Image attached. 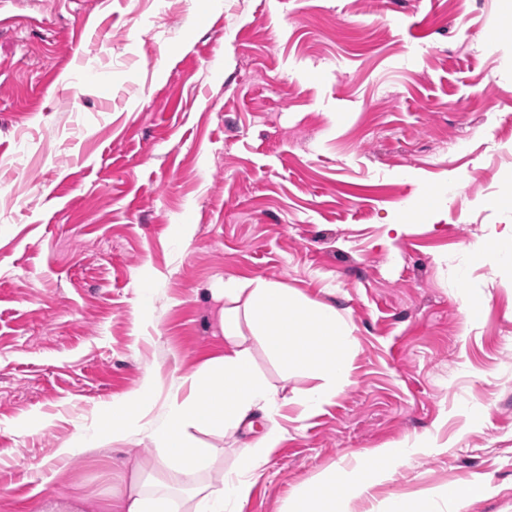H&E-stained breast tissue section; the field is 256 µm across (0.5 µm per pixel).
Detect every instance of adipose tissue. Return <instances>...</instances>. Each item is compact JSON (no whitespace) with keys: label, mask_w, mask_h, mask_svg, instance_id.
<instances>
[{"label":"adipose tissue","mask_w":512,"mask_h":512,"mask_svg":"<svg viewBox=\"0 0 512 512\" xmlns=\"http://www.w3.org/2000/svg\"><path fill=\"white\" fill-rule=\"evenodd\" d=\"M221 295L223 356L176 378L162 416L151 421L146 418V403L152 383L143 381L123 400L101 407L80 444L94 448L109 436L125 439L143 433L158 450L154 463L139 466L129 487L107 503L73 497L46 503L42 512H99L103 506L108 512H241L263 465L283 440V431L265 432L241 455L234 470L217 478L212 472L220 451L195 433L231 434L254 413L280 412L284 400L277 387L255 372L248 336L258 337L266 358L283 377L315 378V386L297 400L300 419L320 413L337 391L350 384L347 353L354 345L352 327L334 306L310 302L284 284L264 280H225ZM77 447L65 446L59 454L70 456ZM432 449L430 437L422 435L367 450L353 465L331 466L296 487L288 497V512H343L344 500L368 496L386 475ZM170 461L178 467L183 490H176L161 471Z\"/></svg>","instance_id":"1"}]
</instances>
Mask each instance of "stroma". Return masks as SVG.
I'll use <instances>...</instances> for the list:
<instances>
[{
  "label": "stroma",
  "instance_id": "stroma-1",
  "mask_svg": "<svg viewBox=\"0 0 512 512\" xmlns=\"http://www.w3.org/2000/svg\"><path fill=\"white\" fill-rule=\"evenodd\" d=\"M0 512L97 496L144 435L72 458L99 408L224 352L225 279L288 285L352 324V382L299 420L214 438L224 469L285 438L243 512L367 448L434 438L347 512L448 483L437 512H512V0H0ZM452 187L448 206L404 209ZM486 298L467 317L460 295ZM50 476L41 484V476ZM489 261L498 263H511V250L507 251L498 239H478L469 249L466 250L463 261L451 266V272L460 277L462 267L483 264Z\"/></svg>",
  "mask_w": 512,
  "mask_h": 512
}]
</instances>
